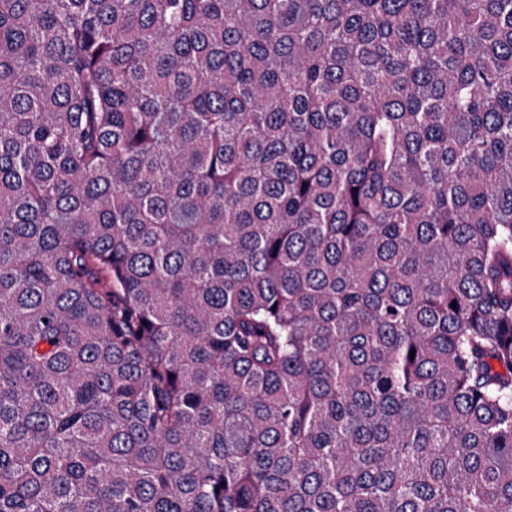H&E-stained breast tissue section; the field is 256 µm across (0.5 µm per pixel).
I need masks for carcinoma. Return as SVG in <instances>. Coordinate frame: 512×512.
Wrapping results in <instances>:
<instances>
[{
  "label": "carcinoma",
  "instance_id": "carcinoma-1",
  "mask_svg": "<svg viewBox=\"0 0 512 512\" xmlns=\"http://www.w3.org/2000/svg\"><path fill=\"white\" fill-rule=\"evenodd\" d=\"M0 512H512V0H0Z\"/></svg>",
  "mask_w": 512,
  "mask_h": 512
}]
</instances>
